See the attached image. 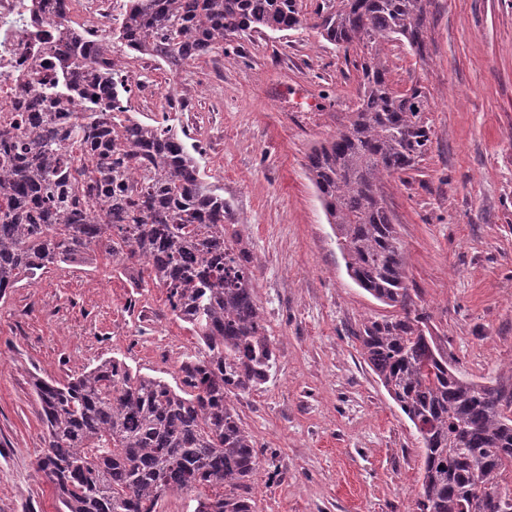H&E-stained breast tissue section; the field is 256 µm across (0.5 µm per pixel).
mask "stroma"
<instances>
[{
	"label": "stroma",
	"instance_id": "obj_1",
	"mask_svg": "<svg viewBox=\"0 0 512 512\" xmlns=\"http://www.w3.org/2000/svg\"><path fill=\"white\" fill-rule=\"evenodd\" d=\"M428 54L380 46L393 87L423 88L431 145L383 178L414 305L467 378L512 386V0H433ZM366 49L304 26L231 36L224 53L171 74L187 107L146 112L200 149L247 244L276 352L269 380L235 398L261 460L255 512H415L423 449L355 338L393 315L349 277L307 171L362 92ZM196 338L166 292L120 261L61 264L0 297V512H59L36 471L47 445L35 377L66 381L108 358L180 380ZM277 477H269L267 458Z\"/></svg>",
	"mask_w": 512,
	"mask_h": 512
}]
</instances>
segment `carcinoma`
Returning <instances> with one entry per match:
<instances>
[{
    "instance_id": "cac0c4a2",
    "label": "carcinoma",
    "mask_w": 512,
    "mask_h": 512,
    "mask_svg": "<svg viewBox=\"0 0 512 512\" xmlns=\"http://www.w3.org/2000/svg\"><path fill=\"white\" fill-rule=\"evenodd\" d=\"M431 0H319L313 27L329 43L406 42L423 59ZM303 0H127L119 27L74 31L54 45L61 69L38 111L0 123V295L48 266L88 254L146 264L173 314L197 339L180 384L106 359L65 383L34 382L47 427L36 471L61 512H160L195 492L194 512H254L259 457L232 398L267 382L276 365L255 296L252 260L227 235L221 188L167 121L144 122L112 53L185 67L224 53L232 34L293 31ZM363 93L347 123L314 147L308 173L350 277L399 314L355 339L424 449L417 512H500L512 473V391L462 376L421 327L407 262L379 184L429 149L426 93L396 91L378 55L361 63ZM81 108H68L72 97ZM119 198L117 211L99 208ZM96 221L86 227V219ZM150 252L145 263L141 252Z\"/></svg>"
}]
</instances>
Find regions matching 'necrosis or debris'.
<instances>
[{
	"instance_id": "1",
	"label": "necrosis or debris",
	"mask_w": 512,
	"mask_h": 512,
	"mask_svg": "<svg viewBox=\"0 0 512 512\" xmlns=\"http://www.w3.org/2000/svg\"><path fill=\"white\" fill-rule=\"evenodd\" d=\"M31 0H0V117L29 112L55 71L46 39H66L74 27L97 28L122 10L121 0H43L41 29L30 25Z\"/></svg>"
}]
</instances>
